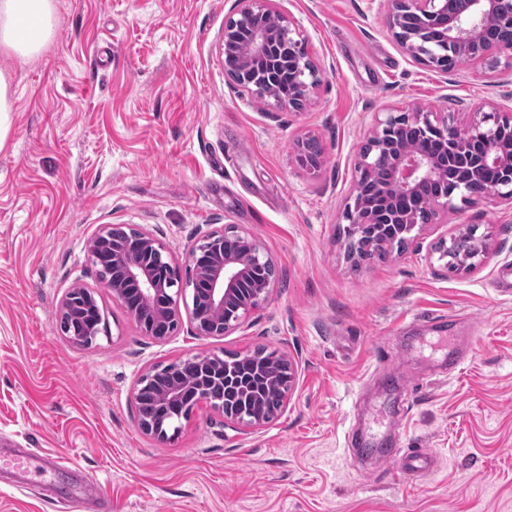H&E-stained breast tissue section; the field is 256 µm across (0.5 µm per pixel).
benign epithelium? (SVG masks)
<instances>
[{
	"label": "benign epithelium",
	"mask_w": 512,
	"mask_h": 512,
	"mask_svg": "<svg viewBox=\"0 0 512 512\" xmlns=\"http://www.w3.org/2000/svg\"><path fill=\"white\" fill-rule=\"evenodd\" d=\"M465 8L457 16H448L446 0H387V18L393 36L401 49L411 58L432 67L442 74H450L448 58L437 54L439 44L454 46L456 51L476 64L503 54L512 59V41L499 45H490L483 41V31L498 23L512 25V13L503 15L500 4L503 0H464ZM441 13L447 16L442 25L439 39L429 40L422 36L412 19ZM275 17L278 25L269 23ZM288 56L296 80L288 91V96L276 101L298 110L305 106L310 88L320 80V70L311 61L302 42L290 37L289 23L271 7V0H237L236 16L229 18L224 26V39L221 47L222 60L235 62L233 69H224L227 84L233 89L243 86L239 78L255 75L262 76L281 60ZM461 123L453 112H388L384 119L377 122L367 137L369 151H360L357 167H368L377 158L386 161L389 172L387 182L379 184L366 192L353 195V204L347 206L345 215L350 224V239L377 235L374 228L381 210L391 206L399 195L411 196L424 183L441 184L447 180V165L440 162L427 149L407 151L403 141L392 136L397 129L414 128L430 131L435 136L438 152L443 157L454 158L467 171L468 179L459 192L463 203L476 206L488 198L475 189L481 181L483 168L495 166L503 172L496 197L512 203V139L503 141L497 150L475 160V151L470 141L457 136ZM468 127L484 134H493L498 130L512 131V111L491 112L483 115L482 120L471 122ZM317 140L307 137L298 141L296 159L308 172L316 173L322 163V154L316 151ZM122 231V226L114 225L103 229L97 240L103 247H110L111 237ZM233 236L237 247L254 256L256 265L270 261L265 255L261 243L254 237L239 230L235 224H224L213 228L200 238L188 251L186 272L179 266L167 263L168 278L161 279L155 270V259L163 257L165 247L156 237L145 231H138L137 242L133 250L112 248V265L123 269L121 280L99 277L101 287L112 296L124 300L126 283L138 287L143 308H132L130 316L136 324L142 326L147 314H152L160 323H170L178 327L183 315L177 299L171 290L181 292L192 285V307L188 309V318L196 336H222L238 327L251 312L259 309L268 299L272 282L256 276L254 267L242 263L239 258L226 251L224 238ZM254 280L252 297L241 311L224 314V308L235 297L237 286L244 280ZM97 310L95 291L81 283L70 285L65 292L60 307V317L83 321ZM223 358L219 356H194L158 367L160 371L173 373L183 366L192 367L198 375V382L190 392L193 406L211 402L213 386H224L241 391L251 387L253 375L232 373L224 369ZM263 378L268 384H276L281 392V407H286L292 390L293 376L283 381L277 371L267 369ZM182 388L172 383L157 393L160 406L169 408L182 401ZM224 420L247 428H257L271 421L261 404L260 395L252 396L249 412L234 408L222 410Z\"/></svg>",
	"instance_id": "7a95c632"
}]
</instances>
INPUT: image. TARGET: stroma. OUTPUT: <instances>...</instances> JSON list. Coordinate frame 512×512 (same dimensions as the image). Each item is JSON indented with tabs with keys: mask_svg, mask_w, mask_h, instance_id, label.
Segmentation results:
<instances>
[{
	"mask_svg": "<svg viewBox=\"0 0 512 512\" xmlns=\"http://www.w3.org/2000/svg\"><path fill=\"white\" fill-rule=\"evenodd\" d=\"M322 73L293 110L231 89L220 47L235 0H54L57 25L30 63L0 50L15 91L0 148V450L56 457L48 481L0 459V512H512V204L457 203L405 250L353 266L336 233L354 158L384 112L474 117L512 108V64L444 75L400 48L383 0H276ZM313 134L317 174L295 144ZM151 232L184 264L213 227L239 225L278 271L268 301L226 335H143L98 287L105 227ZM487 249L449 272L428 251L466 225ZM95 289L109 336L59 330L74 282ZM265 347L294 366L282 414L259 428L201 404L175 439L137 424L152 368ZM423 448L428 475L387 456Z\"/></svg>",
	"mask_w": 512,
	"mask_h": 512,
	"instance_id": "35a3bbf8",
	"label": "stroma"
}]
</instances>
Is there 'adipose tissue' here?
<instances>
[{
    "mask_svg": "<svg viewBox=\"0 0 512 512\" xmlns=\"http://www.w3.org/2000/svg\"><path fill=\"white\" fill-rule=\"evenodd\" d=\"M52 0H0V47L24 63L38 58L55 30Z\"/></svg>",
    "mask_w": 512,
    "mask_h": 512,
    "instance_id": "ef3b65f1",
    "label": "adipose tissue"
}]
</instances>
